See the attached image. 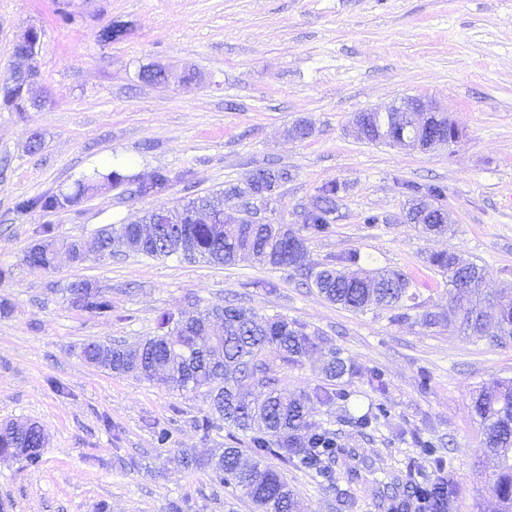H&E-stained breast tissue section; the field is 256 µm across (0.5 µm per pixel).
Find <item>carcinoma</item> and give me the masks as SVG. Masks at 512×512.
Instances as JSON below:
<instances>
[{"instance_id":"carcinoma-1","label":"carcinoma","mask_w":512,"mask_h":512,"mask_svg":"<svg viewBox=\"0 0 512 512\" xmlns=\"http://www.w3.org/2000/svg\"><path fill=\"white\" fill-rule=\"evenodd\" d=\"M126 28L109 24L99 31L102 43L123 38ZM368 131L363 140L369 143L394 145L401 130L388 126L380 112H364ZM285 170H268L259 180H248L245 187L232 186L225 191L198 196L176 208L182 215V228L192 251L187 259H202L212 264L230 265L238 256L248 254L262 265L292 266L314 286L326 300L348 310L363 312L373 303H382L397 311L393 319L410 318L407 301L416 299V281L403 272L386 268L370 271L360 266V254L350 251L336 257V263L314 271L305 264L307 242L314 236L329 232L333 223L336 200L341 185L329 183L319 189L325 206L309 214L302 227L293 229L284 224H200L196 215L224 208V201L239 192L262 191L276 187L285 178ZM101 180L115 184L120 174H107L98 168L75 182L70 193H52L21 199V212L40 209L52 211L66 204H75ZM415 199L407 212L411 220L430 235H443L451 230L448 224H429L427 218L437 211L436 204L444 198L443 187L436 184L410 185ZM154 222L151 212L131 224H121L105 231L101 241L131 239L138 236L137 227ZM25 260L32 266L54 267L53 251L30 248ZM430 264L446 279L448 306L445 315L425 312L422 324L440 321L457 323L470 336H490L496 342H512V290L504 288L492 300L483 295L486 269L476 263H463L451 251L434 252ZM81 308L94 314L112 312V299L104 292L89 288ZM213 316L222 321L224 330L198 342L185 334L183 320L200 323ZM164 332L149 336L137 345V355H131L120 343H91L83 347L82 355L91 365L119 375L152 381L181 392L201 393L209 402V412L198 422L207 436L215 429L228 428L248 436L253 460L243 459V451L228 446L215 448L205 458L186 449L177 450L175 462L184 469L203 470L211 479L230 486L246 498L255 512H296L293 489L283 475L266 465L272 455L284 463H296L336 486L332 464L338 450L334 433L310 421L309 403L344 404L347 394L332 387H319L313 395L284 397L279 381L271 374L267 356L277 355L286 364H295L316 349V334L307 326L280 314L262 316L250 308L231 303L214 304L204 309L181 312L180 318L165 313L161 317ZM330 377L354 376L360 369L332 350L326 366ZM473 408L483 425L482 453L493 462L489 491L496 501L494 512H512V379L486 382L476 390ZM384 408H371L349 420L359 429L367 430ZM44 436L41 425L28 424L14 430L10 424L0 425V454H16L28 464L39 462L38 447ZM420 450L434 457L435 471L431 477L410 478L398 485H389L381 500L387 512H454L460 486L445 470L437 449L430 441H419Z\"/></svg>"}]
</instances>
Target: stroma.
<instances>
[{
	"mask_svg": "<svg viewBox=\"0 0 512 512\" xmlns=\"http://www.w3.org/2000/svg\"><path fill=\"white\" fill-rule=\"evenodd\" d=\"M111 23L126 36L100 42ZM30 26L42 32L47 103L17 112L0 100V268L8 271L0 303L9 306L0 311V421L39 423L45 442L39 469L0 457V512H97L102 502L108 512H252L239 492L172 461L181 448L205 457L228 443L227 430H197L205 398L110 373L81 354L91 342L157 335L162 313L224 302L285 315L318 335V350L298 364L270 357L284 392L330 383L349 393V408L386 410L365 434L340 407L314 405V420L336 434V488L269 461L295 489L298 512H337L340 491L355 497L357 512H383L384 483L433 473L421 439L443 448L461 483L456 512H482L489 471L472 397L485 382L512 378V343L396 322L381 305L348 311L301 285L294 269L248 258L226 266L180 255L102 259L91 247L102 229L275 167L291 177L256 205L273 224L299 227L324 184L344 186L329 233L308 241L309 265L357 251L363 267L409 274L423 311L448 309V288L428 262L436 251L485 266L489 291L512 288V0H0V78ZM157 66L196 80L143 81ZM407 96L447 108L460 140L419 151L351 133L355 113ZM300 120L313 132L291 138ZM108 165L122 182L77 205L16 208ZM157 172L165 186L138 194L139 178ZM427 183L445 190L453 236L430 238L405 221L409 185ZM49 237L89 245L86 259L26 265L24 253ZM79 282L111 297V315L72 305L68 289ZM333 349L361 375L327 381ZM373 370L383 390L370 384Z\"/></svg>",
	"mask_w": 512,
	"mask_h": 512,
	"instance_id": "stroma-1",
	"label": "stroma"
}]
</instances>
